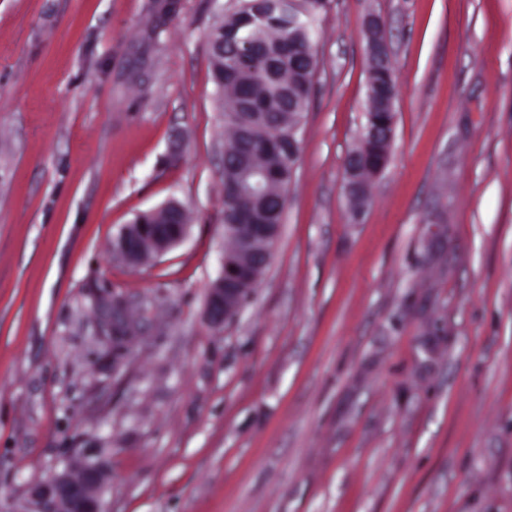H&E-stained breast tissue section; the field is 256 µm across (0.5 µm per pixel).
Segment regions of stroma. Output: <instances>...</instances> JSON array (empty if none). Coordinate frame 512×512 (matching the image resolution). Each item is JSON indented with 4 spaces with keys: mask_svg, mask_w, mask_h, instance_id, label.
Returning a JSON list of instances; mask_svg holds the SVG:
<instances>
[{
    "mask_svg": "<svg viewBox=\"0 0 512 512\" xmlns=\"http://www.w3.org/2000/svg\"><path fill=\"white\" fill-rule=\"evenodd\" d=\"M174 3L0 0V505L95 448L105 512H512V0H329L278 239L219 329L234 2ZM371 14L395 130L359 214ZM172 199L180 245L113 254ZM101 288L140 325L117 364Z\"/></svg>",
    "mask_w": 512,
    "mask_h": 512,
    "instance_id": "stroma-1",
    "label": "stroma"
}]
</instances>
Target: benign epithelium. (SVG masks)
Listing matches in <instances>:
<instances>
[{"mask_svg":"<svg viewBox=\"0 0 512 512\" xmlns=\"http://www.w3.org/2000/svg\"><path fill=\"white\" fill-rule=\"evenodd\" d=\"M366 50L369 61L368 99L366 122L362 127L361 139L369 146L380 142L390 144L394 134L395 97H380L374 93L375 78L379 75L392 76L391 52L385 38L384 25L380 17L368 16L363 23ZM389 154L381 156L373 167H362L359 151L347 157L345 191L349 198L363 210L369 201V179L379 174L388 162ZM183 206L170 200L156 211L139 215L124 225L115 240L113 249L130 266L138 267L162 252L181 243L189 234ZM280 229L278 224H226L224 234L238 240L245 238L249 248L243 251L248 257L252 280H257L268 265L271 248ZM237 262L229 257L222 258L221 271L208 289L205 317L213 328L224 326L226 319L239 310L241 288H229L227 284L234 277ZM103 314L110 323L112 334V357L128 355L132 341L128 301L121 296L103 307ZM106 469L103 460L92 448L82 451L78 468L65 464L55 469L47 478L30 484L22 503L8 511L0 512H105L102 493L105 486Z\"/></svg>","mask_w":512,"mask_h":512,"instance_id":"1","label":"benign epithelium"}]
</instances>
